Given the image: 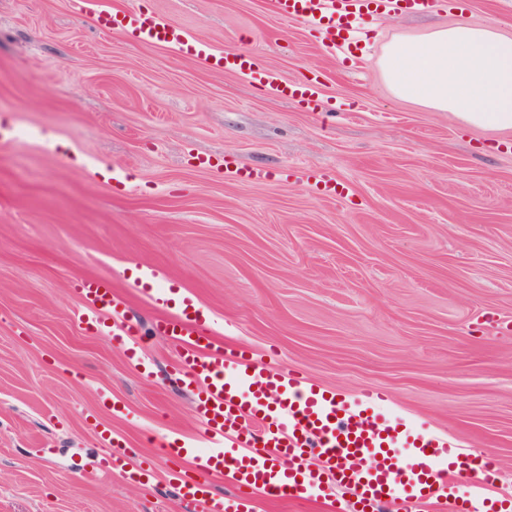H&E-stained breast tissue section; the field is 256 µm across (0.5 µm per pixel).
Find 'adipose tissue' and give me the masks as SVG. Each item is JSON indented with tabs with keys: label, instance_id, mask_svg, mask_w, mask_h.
<instances>
[{
	"label": "adipose tissue",
	"instance_id": "obj_1",
	"mask_svg": "<svg viewBox=\"0 0 512 512\" xmlns=\"http://www.w3.org/2000/svg\"><path fill=\"white\" fill-rule=\"evenodd\" d=\"M381 69L399 98L469 127L512 130V37L497 25L458 23L394 42Z\"/></svg>",
	"mask_w": 512,
	"mask_h": 512
}]
</instances>
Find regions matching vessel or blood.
<instances>
[{
  "label": "vessel or blood",
  "instance_id": "1",
  "mask_svg": "<svg viewBox=\"0 0 512 512\" xmlns=\"http://www.w3.org/2000/svg\"><path fill=\"white\" fill-rule=\"evenodd\" d=\"M97 30L131 42H161L205 65L245 72L251 82L281 96L314 103L317 79L282 83L268 70L254 66L235 51L213 52L181 27L140 10H115L109 0H89ZM273 13L298 20L327 35L330 49L343 53L359 47L368 19L399 18L428 13L435 0H270ZM162 313L154 333L179 348L177 373L196 396L199 434L192 444L173 440L161 444L158 456L191 459L196 477L179 481L181 497L196 512H235L234 498L215 494L208 481L214 474L231 475L236 486L276 496H321L328 483L353 491L359 503L377 512L384 503L412 500L415 512L439 505L457 512L451 488L472 479V501L489 489V464L456 452L447 435L389 422L383 395L366 392L365 403L347 407L335 395L298 374L246 363L214 339L210 311L189 298L160 288L151 270L134 280ZM79 320L138 358L141 341L125 315V301L98 278L77 282Z\"/></svg>",
  "mask_w": 512,
  "mask_h": 512
}]
</instances>
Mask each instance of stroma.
I'll use <instances>...</instances> for the list:
<instances>
[{
    "mask_svg": "<svg viewBox=\"0 0 512 512\" xmlns=\"http://www.w3.org/2000/svg\"><path fill=\"white\" fill-rule=\"evenodd\" d=\"M112 5L279 80L318 78L321 95L290 101L101 34L78 0H0V512H194L168 461L100 468L107 438L136 468L155 442L199 431L174 345L155 338L130 360L77 317L75 281L102 276L149 326L140 267L212 312L220 345L344 400L384 391L391 418L491 460L512 503V131L398 98L380 65L387 44L461 20L511 35L512 0L377 17L354 63L269 0ZM109 167L126 185L101 186Z\"/></svg>",
    "mask_w": 512,
    "mask_h": 512,
    "instance_id": "obj_1",
    "label": "stroma"
}]
</instances>
